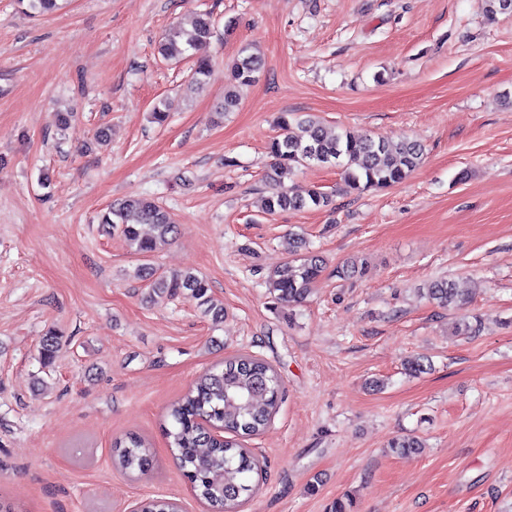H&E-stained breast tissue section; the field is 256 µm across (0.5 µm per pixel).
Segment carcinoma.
<instances>
[{
    "instance_id": "carcinoma-1",
    "label": "carcinoma",
    "mask_w": 512,
    "mask_h": 512,
    "mask_svg": "<svg viewBox=\"0 0 512 512\" xmlns=\"http://www.w3.org/2000/svg\"><path fill=\"white\" fill-rule=\"evenodd\" d=\"M488 20L512 14V0H481ZM59 8L58 0H27V11L46 15ZM214 26L206 15L171 26L160 41L157 52L165 60L180 61L188 52L198 50L213 37ZM264 62L246 46L230 66L224 87V111L231 112L241 102V91L255 83ZM281 137L271 141L274 157L267 176V195L263 211L273 215L279 211H302L329 204V197L319 188L285 185L301 167H338L346 190L361 192L403 182L422 163V145L409 138L391 144L372 136H353L348 132L330 134L323 124L309 115L302 118L285 112L279 117ZM100 223L119 233L130 250L148 256L168 244L175 231L170 213L154 199L128 196L120 199L101 215ZM300 235L288 241V259L272 273L265 285L284 303L304 301L325 268V260L313 251H302ZM188 294L197 300L204 315L213 319L224 316V308L211 295L208 281L191 270L150 274L145 300L172 298ZM426 296L440 308L462 307L468 297L448 279H437L426 288ZM60 341L53 332L40 343L43 362H53ZM282 397V382L264 360L252 356H235L221 367L200 375L189 391L171 405L170 425L165 427L169 447L173 450L195 495L206 502L211 512H226L238 506V499L253 489V475L261 467L249 449L235 437L260 434L270 422ZM220 427L228 438L216 437L213 428ZM397 454H419L422 440L405 434L389 443ZM113 465L126 473H145L153 463L148 443L130 435L114 442ZM141 512H179L177 503L149 500L141 503Z\"/></svg>"
}]
</instances>
